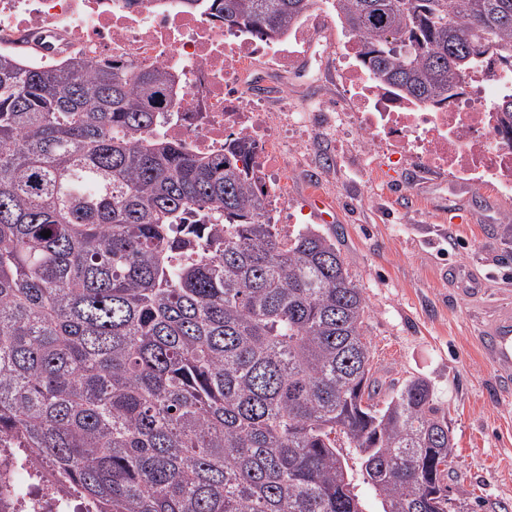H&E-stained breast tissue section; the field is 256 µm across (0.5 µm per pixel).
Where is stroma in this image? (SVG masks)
<instances>
[{
	"mask_svg": "<svg viewBox=\"0 0 512 512\" xmlns=\"http://www.w3.org/2000/svg\"><path fill=\"white\" fill-rule=\"evenodd\" d=\"M279 84L287 96L275 95ZM240 91L274 113L346 101L341 82L320 77L313 55L285 73L257 65ZM285 178L279 226L310 224L331 237L369 306L376 402L406 379H426L454 441L458 512H512V392L498 388L478 334L491 304L512 301V196L416 172L383 151L365 155L352 141L336 146L317 121ZM315 193L334 207L333 222L309 208ZM452 211L465 223H449ZM469 280L481 295L463 293Z\"/></svg>",
	"mask_w": 512,
	"mask_h": 512,
	"instance_id": "stroma-1",
	"label": "stroma"
}]
</instances>
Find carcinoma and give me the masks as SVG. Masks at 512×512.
Listing matches in <instances>:
<instances>
[{"instance_id": "1", "label": "carcinoma", "mask_w": 512, "mask_h": 512, "mask_svg": "<svg viewBox=\"0 0 512 512\" xmlns=\"http://www.w3.org/2000/svg\"><path fill=\"white\" fill-rule=\"evenodd\" d=\"M276 43L313 0H183ZM379 84L429 108L512 65V0H334ZM172 75L0 52V443L80 512H445L422 378L374 402L368 305L336 244L272 222L251 144L167 142ZM512 133V93L496 98ZM51 231L45 238L41 233ZM0 507L22 504L12 484ZM348 470L353 478L355 492L362 500L365 510L367 512H379L382 510L380 502L375 499L370 493L368 486L364 483V476L362 475L359 460L352 454L346 456Z\"/></svg>"}]
</instances>
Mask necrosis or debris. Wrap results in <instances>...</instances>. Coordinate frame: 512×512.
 Returning a JSON list of instances; mask_svg holds the SVG:
<instances>
[{
    "mask_svg": "<svg viewBox=\"0 0 512 512\" xmlns=\"http://www.w3.org/2000/svg\"><path fill=\"white\" fill-rule=\"evenodd\" d=\"M334 14L332 0H315L305 21L277 47L225 28L204 11L185 10L180 0H0V49L38 61L74 55L130 59L160 66L174 77L175 109L162 129L170 141L214 154L229 134L253 142L250 166L270 195H277L287 167L303 143L282 145L270 134L285 124L307 127L306 113L276 114L238 95L257 59L272 69L288 67L290 45L309 47L321 22ZM361 43L346 38L336 66L349 91L346 104L322 103L318 111L337 143L362 141L368 151H394L404 162L512 193V138L502 132L493 99L512 90V71L486 81L462 82L447 107L434 110L378 85L355 59Z\"/></svg>",
    "mask_w": 512,
    "mask_h": 512,
    "instance_id": "1",
    "label": "necrosis or debris"
}]
</instances>
